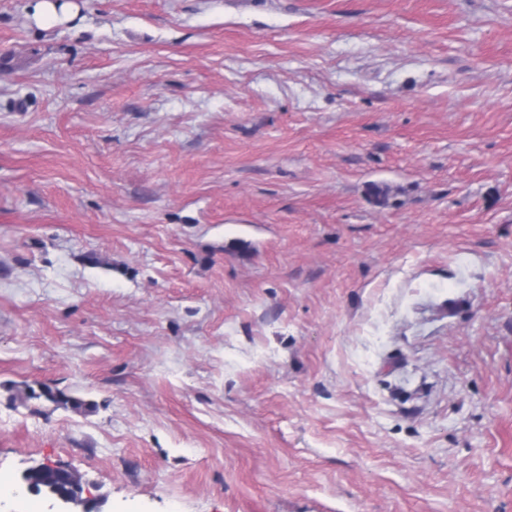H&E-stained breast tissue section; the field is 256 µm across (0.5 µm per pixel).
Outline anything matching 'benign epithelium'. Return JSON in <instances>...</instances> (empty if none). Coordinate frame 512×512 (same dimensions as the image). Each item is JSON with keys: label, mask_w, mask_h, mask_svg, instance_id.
<instances>
[{"label": "benign epithelium", "mask_w": 512, "mask_h": 512, "mask_svg": "<svg viewBox=\"0 0 512 512\" xmlns=\"http://www.w3.org/2000/svg\"><path fill=\"white\" fill-rule=\"evenodd\" d=\"M50 475L57 478L65 485V488L51 487L44 494L51 501L52 512H76V507H82V512H95L99 508V502L86 500L81 497L83 487L79 475L54 466L49 463H41L26 468L21 474V488L30 494H39L36 482Z\"/></svg>", "instance_id": "obj_1"}]
</instances>
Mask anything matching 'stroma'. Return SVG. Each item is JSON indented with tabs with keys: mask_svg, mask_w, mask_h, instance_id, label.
Here are the masks:
<instances>
[{
	"mask_svg": "<svg viewBox=\"0 0 512 512\" xmlns=\"http://www.w3.org/2000/svg\"><path fill=\"white\" fill-rule=\"evenodd\" d=\"M38 2L0 512L42 462L102 512H512V0Z\"/></svg>",
	"mask_w": 512,
	"mask_h": 512,
	"instance_id": "1",
	"label": "stroma"
}]
</instances>
